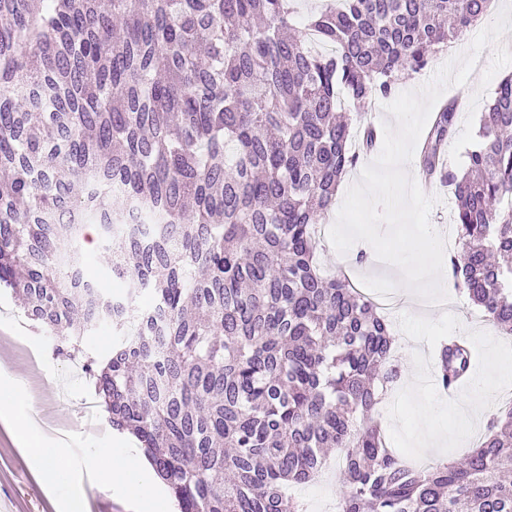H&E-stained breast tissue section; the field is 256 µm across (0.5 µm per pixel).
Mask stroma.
I'll list each match as a JSON object with an SVG mask.
<instances>
[{
    "mask_svg": "<svg viewBox=\"0 0 512 512\" xmlns=\"http://www.w3.org/2000/svg\"><path fill=\"white\" fill-rule=\"evenodd\" d=\"M418 184L436 198L430 223L445 237L447 254L456 253L455 199L450 188L435 177L420 178ZM447 293L449 308L426 319L419 335L410 334L408 315L397 314L394 359L401 375L381 409L392 448L425 466L460 458L476 442L475 436L460 434L461 409L473 398V385L450 394L435 382L433 350L440 339L466 336L476 353L473 376L497 372L500 389L512 390V337L474 319L475 309L461 290L451 287ZM55 345V337L33 325L11 292L0 288V382L11 381L22 389L15 417L32 419L48 437L67 443L76 488L85 496L87 512H94L101 502L110 504L112 512H129L122 498L86 467L90 448L114 440L124 446L128 439L117 435L106 412L95 405L80 360L56 356ZM423 404L431 405L440 426L447 428L446 447H423L419 412ZM341 483V471L333 461L317 481L295 487L294 493L306 503L307 512H336ZM66 498L63 490L43 491L37 466L19 446L13 426L0 421V512H66Z\"/></svg>",
    "mask_w": 512,
    "mask_h": 512,
    "instance_id": "1",
    "label": "stroma"
}]
</instances>
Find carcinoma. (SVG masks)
Here are the masks:
<instances>
[{"mask_svg":"<svg viewBox=\"0 0 512 512\" xmlns=\"http://www.w3.org/2000/svg\"><path fill=\"white\" fill-rule=\"evenodd\" d=\"M491 0H336L291 34L293 0H0V287L83 365L180 512H306L285 495L336 451L340 512H512V402L462 461L418 470L377 408L399 378L390 325L315 227L336 204L352 118L463 38ZM465 97L436 114L423 171L458 199L448 280L512 335V74L463 173L442 171ZM121 239L106 297L79 240ZM472 345L436 351L444 389Z\"/></svg>","mask_w":512,"mask_h":512,"instance_id":"1","label":"carcinoma"}]
</instances>
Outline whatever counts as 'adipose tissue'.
Returning <instances> with one entry per match:
<instances>
[{
  "label": "adipose tissue",
  "instance_id": "1",
  "mask_svg": "<svg viewBox=\"0 0 512 512\" xmlns=\"http://www.w3.org/2000/svg\"><path fill=\"white\" fill-rule=\"evenodd\" d=\"M15 428L39 467L42 485L68 491L69 512H82L83 504L72 489L66 448L60 442L49 440L30 420L16 421ZM87 466L98 474L103 483L139 504L144 512H166L156 492L152 473L144 469L131 453L114 448H93L89 451Z\"/></svg>",
  "mask_w": 512,
  "mask_h": 512
}]
</instances>
